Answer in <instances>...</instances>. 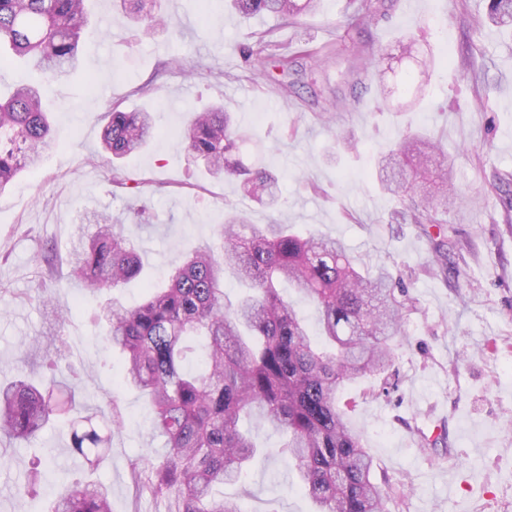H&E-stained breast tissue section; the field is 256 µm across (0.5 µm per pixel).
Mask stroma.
<instances>
[{"label": "stroma", "instance_id": "obj_1", "mask_svg": "<svg viewBox=\"0 0 512 512\" xmlns=\"http://www.w3.org/2000/svg\"><path fill=\"white\" fill-rule=\"evenodd\" d=\"M201 2L161 7V24L146 33L115 0H91L82 66L50 89L56 143L39 171L0 194V383L21 374L40 380L42 365L24 359L23 345L57 336L66 343L59 375L91 367L81 399L96 407L112 398L122 357L107 348L97 322L105 296L55 288L40 262L42 247L53 245L66 263L84 213L119 217L144 260L142 278L113 292L129 304L143 299L144 281L161 282L182 253L212 241L228 211H247L255 224L274 216L299 234L343 239L353 256L394 268L406 288L389 395L372 396L367 381L345 387L356 403L350 422L388 480V512H512V224L504 221L512 198L491 190L495 179H512V30L489 20V0H420L411 16L402 0H384L377 23L350 42L338 33L348 0H320L315 14L293 26L273 15L245 21L222 0L207 8ZM260 31L268 32L271 51L314 53L296 92L245 66L239 48ZM404 34L436 57L431 85L404 118L441 141L463 200L447 215L456 277L431 265L419 226L391 223L397 200L378 186V151L399 118L375 109L378 85L362 54L379 51L382 69H401ZM215 101L262 145L282 188L277 214L251 202L238 181L218 182L187 165L177 134L192 108ZM113 105L153 112L162 130L123 163L129 176L148 180L136 194L113 184L98 153L104 112ZM321 112L341 113L357 149L333 147ZM292 125L297 136L284 139ZM41 292L78 309L55 322L32 301ZM120 407L123 432L94 474L109 489L112 512H169L170 502L137 494L131 477V460L153 444L150 410L133 389L122 393ZM438 436L446 447L425 446ZM258 441L272 453L267 467L225 485V498L245 512H312L297 472L277 453L282 436L265 427ZM38 461L72 482L92 474L64 425L29 444L1 439L0 512H47V492L14 497L15 483Z\"/></svg>", "mask_w": 512, "mask_h": 512}]
</instances>
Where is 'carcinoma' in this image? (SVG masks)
Wrapping results in <instances>:
<instances>
[{"label":"carcinoma","instance_id":"carcinoma-1","mask_svg":"<svg viewBox=\"0 0 512 512\" xmlns=\"http://www.w3.org/2000/svg\"><path fill=\"white\" fill-rule=\"evenodd\" d=\"M144 31L154 28L157 0H119ZM319 0H229L241 18L271 14L291 23L315 11ZM376 0H359L346 17L344 36L373 17ZM489 19L512 26V0H490ZM88 24L86 0H0V61L25 59L53 81L80 61V33ZM259 74L273 77L270 66L294 60L275 59L266 46L242 48ZM380 100L392 90L371 54ZM431 64L419 83L403 81L412 96L423 97ZM102 133L103 150L122 160L142 150L156 135L153 113L109 109ZM189 165L216 179L241 182L258 206L282 205L277 179L250 150V135L234 127L223 105L194 110L179 132ZM50 112L45 86L20 82L0 96V191L15 177L36 171L50 146ZM443 155L427 138L401 133L381 157L382 188L399 199L397 224L437 229L431 239L435 261L448 269L451 239L442 216L459 203L448 164L430 166ZM95 231L75 234L68 250L66 275L57 254L41 256L44 274L57 282L78 283L90 294L113 291L142 273V257L112 215L85 217ZM249 284L251 293L230 306L225 302L224 272ZM288 283L316 307L322 340L314 342L292 302L279 293ZM38 306L57 322L72 308L52 297L38 296ZM407 298L401 279L386 265L356 268L338 238L301 237L282 224L258 226L244 213L218 225L216 242L191 250L161 288H146L144 299L127 306L110 299L100 311L107 347L121 352L124 367L112 403L69 419L73 450L89 465L103 462L124 418L117 395L127 388L141 392L149 405L151 433L163 440L146 458L148 475L141 481L139 463H132L136 492L155 499L174 497L176 512H245L237 501L217 495L235 483L264 455L246 418H257L285 435L279 453L288 457L300 477V489L316 512H388V493L373 477L374 463L361 436L350 426L342 406L345 383L380 380L373 395L389 393L387 372L394 360L393 339L402 329ZM83 372L69 383L54 372L34 385L19 377L0 386V438L27 443L50 422L76 409ZM54 487L51 512H112L108 491L100 482L67 483L53 469H35L16 486L15 496L32 493L34 484Z\"/></svg>","mask_w":512,"mask_h":512}]
</instances>
